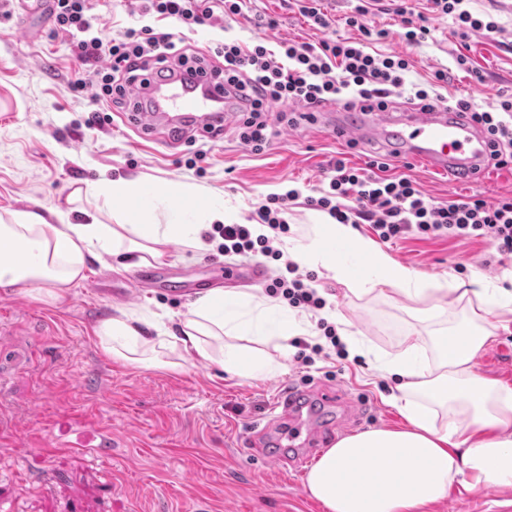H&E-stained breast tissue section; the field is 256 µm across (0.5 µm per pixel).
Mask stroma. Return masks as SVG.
<instances>
[{
    "mask_svg": "<svg viewBox=\"0 0 512 512\" xmlns=\"http://www.w3.org/2000/svg\"><path fill=\"white\" fill-rule=\"evenodd\" d=\"M468 8L490 13L502 32L489 37L473 31L463 39L447 17L433 16L430 35L420 45L395 36L379 49L409 59L407 84L426 83L444 69L448 102L465 98L486 110L499 93L512 92V0H470ZM97 12V32L104 38L144 23L138 0H100ZM260 15L278 18V27L257 25ZM332 35L309 25L286 0H251L243 15L218 19L191 39L200 46L262 41L273 50L284 39L316 43ZM68 42L67 36L54 34L48 13L27 15L16 4L0 16V212L57 207L77 224L95 203L85 198L79 209H71L68 198L76 188L101 178H141L159 185L190 183L202 192L200 205L192 207L154 195L150 207L159 216L180 214L196 224L201 204L221 199L237 207L244 224L265 196L294 189L299 196L286 215L288 236L294 239L312 214L305 199L331 161L343 156L362 167L383 152L376 143L353 148L336 139L320 112L310 122L281 124L275 106L268 122L277 134L259 153L240 143L232 115L222 139L200 138L191 148L170 146L160 135L143 137L119 117L102 128L87 127L92 92L71 86L78 65ZM460 54L467 57L468 69L458 68ZM197 149L206 154L198 169L187 164ZM390 172L416 181L438 201L475 192L491 200L512 196V168H488L473 184L449 183L400 159L393 160ZM384 250L427 279L465 280L479 273L491 280L512 268V257L499 258L480 239H407ZM169 252L162 264L179 281L207 278L224 263L213 245L194 251L174 244ZM133 275L130 269L92 263L86 280L59 303L29 288L0 286V426L22 438L20 446L0 447V512H326L311 498L305 475L254 456L244 444L250 427L272 417L281 386L341 392L363 409L355 425L359 432L405 426L388 402L400 380L380 373L375 357L394 356L417 333L431 331V324L412 317L416 301L393 291L360 299L346 285L318 278L328 301L319 313L302 312L308 337H319V318L347 322L368 354L321 355L307 368L292 361L283 373L242 377L215 361L158 369L112 359L95 335L112 305L180 320L192 301L162 288L127 296ZM475 363L480 375L512 388V314L504 316L495 341ZM103 424L111 425L116 436L111 458L67 451V443L76 440L94 443ZM511 499L512 487L468 490L456 483L426 512H481Z\"/></svg>",
    "mask_w": 512,
    "mask_h": 512,
    "instance_id": "1",
    "label": "stroma"
}]
</instances>
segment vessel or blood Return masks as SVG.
Wrapping results in <instances>:
<instances>
[{
  "label": "vessel or blood",
  "instance_id": "vessel-or-blood-1",
  "mask_svg": "<svg viewBox=\"0 0 512 512\" xmlns=\"http://www.w3.org/2000/svg\"><path fill=\"white\" fill-rule=\"evenodd\" d=\"M144 104L130 116L143 133L192 125L197 132L223 124L234 112L235 101L222 75L183 72L164 82H150L142 89ZM330 132L339 139L359 143L383 141L387 150L410 162L424 164L449 180H473L484 172L489 157V141L482 128L465 113L443 103L420 115L384 111L377 126L370 127L348 115L343 106L325 105ZM274 425L249 429V447L274 442L283 448L279 463H291L301 472L327 447L337 429L361 418L358 405L344 401L328 389L302 391L283 386L276 399Z\"/></svg>",
  "mask_w": 512,
  "mask_h": 512
}]
</instances>
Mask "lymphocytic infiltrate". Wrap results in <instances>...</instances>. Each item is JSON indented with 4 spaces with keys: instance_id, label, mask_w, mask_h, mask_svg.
I'll list each match as a JSON object with an SVG mask.
<instances>
[{
    "instance_id": "obj_1",
    "label": "lymphocytic infiltrate",
    "mask_w": 512,
    "mask_h": 512,
    "mask_svg": "<svg viewBox=\"0 0 512 512\" xmlns=\"http://www.w3.org/2000/svg\"><path fill=\"white\" fill-rule=\"evenodd\" d=\"M424 2V11L417 12L407 0H358L344 19L351 36L315 44L283 40L275 51L260 42L247 45L225 41L203 52L185 37L149 25L129 27L105 39L92 33L97 21L93 0H51L49 11L56 31L70 37L71 55L81 67L74 89L89 87L94 91L96 108L88 124L102 126L111 123L113 113L128 111L139 77L171 72L189 63L205 70L220 58L224 61L225 81L248 102L246 110L237 115L238 138L252 152L259 153L270 146L275 135L266 119L275 104L285 107L280 121L293 126L301 113L318 111L329 103L364 110L375 104L391 105L393 96L403 93L422 111L442 103L447 71H436L427 86L406 85L410 63L405 55L368 51V43L384 42L391 36L389 29L369 25V15L389 10L400 16L402 38L410 45L420 44L428 35L426 21L431 13L451 17L457 26L489 34L501 32L502 27L491 17L474 15L467 8V0ZM245 6L246 0H143L141 13L172 20L192 31L213 24L218 16L242 14ZM456 105L490 136L495 166H511L512 94H500L489 111L475 110L463 98ZM389 169L382 156L363 167L345 158L336 159L307 204L327 213L336 223L369 225L384 244L413 237L480 238L498 254L512 255V197L490 202L474 194L437 202L426 198L415 181L390 175ZM297 195L294 189L268 195L252 211L250 223L216 224L208 237L217 240V250L225 257L284 261L281 236L289 230L285 215ZM255 223L266 225L268 234L253 235L251 226ZM284 263L286 275L271 277L267 292L282 297L294 308L313 313L323 309L325 299L306 284L297 264Z\"/></svg>"
}]
</instances>
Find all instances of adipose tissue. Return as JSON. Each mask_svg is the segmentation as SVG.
<instances>
[{
  "label": "adipose tissue",
  "instance_id": "ef3b65f1",
  "mask_svg": "<svg viewBox=\"0 0 512 512\" xmlns=\"http://www.w3.org/2000/svg\"><path fill=\"white\" fill-rule=\"evenodd\" d=\"M201 218V224H230L238 211L223 203L210 205ZM201 224L172 216L161 223L146 209L114 224L103 223L96 212L80 224H56L32 212L0 215V285L26 286L59 302L85 279L91 260L133 255L142 265L165 258L174 243L203 248ZM350 241L369 258V272L356 273L337 254V245ZM288 254L299 266L350 284L359 296L389 286L411 300L434 298V308L416 311L421 322L435 319L450 295L477 301L465 330L440 327L431 344L417 340L399 356L379 360V368L402 379L391 402L407 425L340 439L309 470L311 497L327 512H421L460 480L472 489L511 486L512 389L481 376L474 359L495 340V318L512 314V269L492 281L479 274L466 282L429 281L373 241H354L351 225L330 224L321 215L302 228ZM306 330L304 320L273 300L210 288L193 301L180 331L118 305L98 323L96 335L113 359L125 363L166 368L174 357L209 361L218 353L227 373L253 377L287 368L267 356L263 344L273 343L284 354L288 341ZM215 342L220 352L212 351ZM430 347L436 360L426 358Z\"/></svg>",
  "mask_w": 512,
  "mask_h": 512
}]
</instances>
